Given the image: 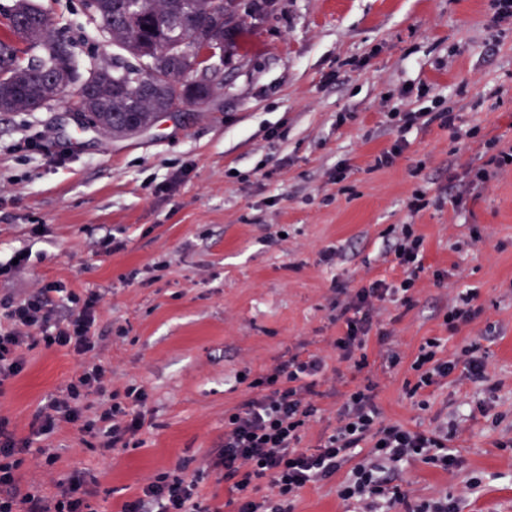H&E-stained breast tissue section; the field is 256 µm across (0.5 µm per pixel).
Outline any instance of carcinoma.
<instances>
[{
	"mask_svg": "<svg viewBox=\"0 0 512 512\" xmlns=\"http://www.w3.org/2000/svg\"><path fill=\"white\" fill-rule=\"evenodd\" d=\"M98 30L128 55L125 71L92 70L76 81L72 40L54 27L49 13L32 0H15L0 34V112L47 107L72 83L74 105L92 108L93 126L114 139L135 135L161 112L210 103L205 86L184 84L199 49L219 39L231 50L237 41L230 18L244 0H95ZM224 16H219V12ZM168 19L164 27L154 19Z\"/></svg>",
	"mask_w": 512,
	"mask_h": 512,
	"instance_id": "1",
	"label": "carcinoma"
}]
</instances>
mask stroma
I'll use <instances>...</instances> for the list:
<instances>
[{
	"label": "stroma",
	"instance_id": "obj_1",
	"mask_svg": "<svg viewBox=\"0 0 512 512\" xmlns=\"http://www.w3.org/2000/svg\"><path fill=\"white\" fill-rule=\"evenodd\" d=\"M68 30L80 72L111 64L83 0H36ZM254 21L223 68L224 90L207 109L161 117L149 131L115 139L79 130L68 100L52 109L0 112V262L28 251V265L0 276V298L23 299L57 281L101 295L96 333L116 389L135 384L150 399L138 447L101 454L67 427L49 442L47 465L27 456L22 484L57 491L79 472L96 512H119L150 476L176 462L196 467L224 440V412L248 397L237 372L259 373L288 355H325L312 446L336 423L346 393L364 380L388 422L430 429L464 410L450 445L461 468L421 462L401 479L410 496L456 498L459 512H512V169L479 187L467 211L451 203L410 213L414 190L435 195L480 166L477 142L432 123L413 129L395 164L373 160L395 135L386 114L443 100L459 128H479L512 146V18L491 0H276ZM38 137L36 148L24 142ZM347 179L336 184L337 166ZM42 225L33 235V225ZM413 225L425 267L408 310L385 303L403 361L386 368L378 335L363 372L338 368L330 345L337 291L374 278L398 280L387 232ZM123 249L106 251L108 238ZM339 254L335 266L321 251ZM447 271L443 283L432 273ZM477 290L478 316L448 332L443 313ZM445 355L477 341L489 383L464 368L409 397L410 365L427 339ZM0 392V415L29 435L38 404L78 372L72 354L35 348ZM477 476L481 484L469 490ZM335 483L303 489L293 512H354Z\"/></svg>",
	"mask_w": 512,
	"mask_h": 512
}]
</instances>
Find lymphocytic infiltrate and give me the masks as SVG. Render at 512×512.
I'll list each match as a JSON object with an SVG mask.
<instances>
[{
  "instance_id": "obj_1",
  "label": "lymphocytic infiltrate",
  "mask_w": 512,
  "mask_h": 512,
  "mask_svg": "<svg viewBox=\"0 0 512 512\" xmlns=\"http://www.w3.org/2000/svg\"><path fill=\"white\" fill-rule=\"evenodd\" d=\"M489 157L452 187L451 201L464 209L475 189L500 170L512 167V147H499L496 138L484 141ZM388 255L402 273L398 281L376 279L347 294L335 319L342 324L331 340L340 362L356 370L368 365L366 346L378 306L394 302L411 308L414 287L424 272L423 241L411 225H402ZM101 296L95 291L77 293L62 283L48 282L27 297L0 300V389L20 375L27 350L64 349L81 360L80 371L35 410L31 438L46 439L69 426L95 440L103 452L124 450L135 442L148 423L145 406L149 395L139 386L124 392L109 391L111 370L97 353L95 327ZM64 317H56L58 305ZM440 339L431 338L419 349L411 368L409 396L447 379L457 366L470 377L487 381V366L477 345L466 347L460 357L441 354ZM327 364L316 354L296 353L264 373L243 375L250 392L241 405L224 413V444L207 456L200 467L187 464L150 477L123 502L121 512H222L203 503L199 483L204 474L220 476L234 512H292L293 502L307 486L337 481L341 498L354 501L357 512H458L448 497L414 501L397 479L405 464L419 460L443 471L461 467L462 460L449 448L453 435L447 424L432 430H410L382 419L373 382L350 391L337 414V425L316 446L302 445L304 431L316 419L318 386ZM99 396L97 406L87 399ZM30 440L17 438L8 418L0 417V512H95L92 495L82 475L73 473L48 496L34 485L22 486L17 476ZM270 495H261V488Z\"/></svg>"
}]
</instances>
